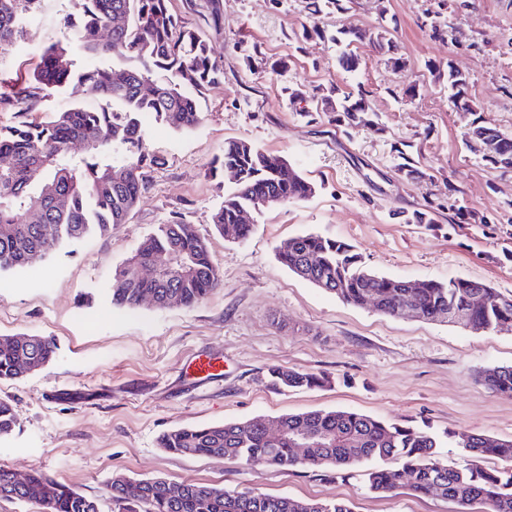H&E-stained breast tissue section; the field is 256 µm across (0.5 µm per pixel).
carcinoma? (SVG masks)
<instances>
[{
	"label": "carcinoma",
	"instance_id": "cac0c4a2",
	"mask_svg": "<svg viewBox=\"0 0 512 512\" xmlns=\"http://www.w3.org/2000/svg\"><path fill=\"white\" fill-rule=\"evenodd\" d=\"M39 0H0V52L24 32L27 17ZM171 0H77L78 12L64 19L71 40L43 54L37 68L15 80L11 92L0 93V112L28 114L41 110L51 92L76 83L102 101L99 108L79 106L0 128V156L11 165L0 169V271L29 266L44 259L54 247L75 242L92 231L109 233L127 223L148 183L154 159L143 136L145 120L163 123L177 132L192 131L201 123L199 94L224 77L212 47L196 30L185 25L171 8ZM121 15L125 23L112 25ZM346 41L338 65L347 72L360 66L355 44L366 32L346 27ZM163 71L167 77L158 78ZM468 78L448 69L450 100L458 111L473 112L467 93ZM336 111L358 123L369 121L364 98L345 94L336 98ZM94 144L78 152L76 145L88 133ZM465 140L474 143L492 163L512 159V137L482 124L470 128ZM221 166L236 173L224 202L212 215L218 233L234 241L247 240L253 225L240 222L241 213L260 196L272 195L281 203L310 198L314 185L277 154L245 140L224 143ZM158 254L178 259L188 274L172 283L163 278L143 279L138 267ZM282 265L300 278L354 305L372 306L394 316L411 306L427 322H448V310L468 303L474 294L484 303L469 311L470 327L492 331L512 320V295L462 277L426 280L415 292L405 280L378 275L360 264L352 246L316 233H303L280 244ZM221 284L208 244L194 227L172 220L158 227L114 273L112 303L135 307L145 293L156 307H192ZM55 353L52 339L19 336L0 338V380H16L28 373L21 359L47 365ZM495 392L512 396V366L498 367L483 376ZM266 383L275 390L312 389L324 377L303 370L275 368ZM273 433L259 419L224 424L178 427L164 432L159 445L168 453L215 459L237 458L248 464L287 470L299 463L295 448L304 440L313 466L332 473L371 460L382 464L368 473V488L378 494L407 487L421 494L436 493L460 505L486 503L489 512H512V440L482 434H461L457 445L476 456L503 463L493 470L460 471L441 462L434 434L349 410H318L279 418ZM18 425L14 408L0 401V438ZM401 465L385 464L389 459ZM113 512H351L337 501L299 502L253 491L235 492L220 487L188 484L178 498L168 495L166 481L155 477L133 481L115 476L107 485ZM0 499L40 506L42 512H100L97 500L41 473L15 479V472L0 467Z\"/></svg>",
	"mask_w": 512,
	"mask_h": 512
}]
</instances>
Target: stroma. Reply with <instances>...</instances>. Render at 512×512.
<instances>
[{
	"mask_svg": "<svg viewBox=\"0 0 512 512\" xmlns=\"http://www.w3.org/2000/svg\"><path fill=\"white\" fill-rule=\"evenodd\" d=\"M219 3L215 17L208 0L172 2L210 42L224 77L204 90L193 131L148 122L156 163L128 222L0 272V338L48 336L56 345L42 370L0 381V401L19 416L0 438V467L66 483L100 512L113 510L107 484L117 474L338 500L352 512H477L405 488L371 492L360 469L333 479L307 463L276 470L173 455L158 438L176 427L343 409L447 433L441 461L493 468L454 437L512 439V397L480 379L512 365V324L482 332L353 306L289 271L276 248L315 232L351 245L388 277H464L512 294V168L491 164L464 138L477 120L512 135V0H345V12L315 15L305 0ZM72 10L71 0H40L24 39L0 54V79L34 67L62 41ZM434 21L450 23L451 37H433ZM345 25L384 34L391 52L360 44L359 70L344 72L331 37ZM452 67L468 76L475 111L453 109ZM332 87L363 94L371 122L331 111L322 95ZM233 139L282 156L315 187L307 201L257 215L244 242L226 240L211 222L233 179L210 168ZM407 160L421 178L405 175ZM415 211L433 223L406 222ZM176 218L207 239L220 288L191 308L113 306L115 269ZM201 354L219 358V375L194 373ZM275 367L327 382L276 392L266 386Z\"/></svg>",
	"mask_w": 512,
	"mask_h": 512,
	"instance_id": "stroma-1",
	"label": "stroma"
}]
</instances>
